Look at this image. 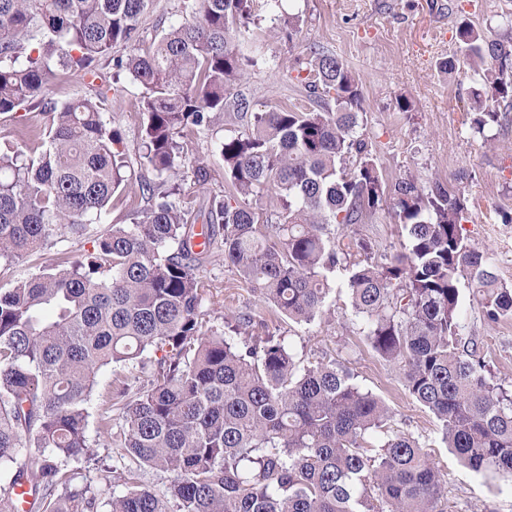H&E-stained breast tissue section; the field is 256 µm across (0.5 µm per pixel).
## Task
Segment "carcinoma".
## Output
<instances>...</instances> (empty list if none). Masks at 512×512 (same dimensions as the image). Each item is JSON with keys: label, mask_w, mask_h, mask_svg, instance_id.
I'll return each instance as SVG.
<instances>
[{"label": "carcinoma", "mask_w": 512, "mask_h": 512, "mask_svg": "<svg viewBox=\"0 0 512 512\" xmlns=\"http://www.w3.org/2000/svg\"><path fill=\"white\" fill-rule=\"evenodd\" d=\"M181 19L145 44L153 0H0V115L25 104L42 122L18 123L19 146L0 148V270L40 254L53 238H83L131 180L128 224L98 233L91 250L62 254L0 288V512H443V475L388 408L334 361L305 364L285 340L250 341L243 313L225 333L211 323L224 266L274 313L310 324L329 311L336 269L373 349L398 366L409 395L437 419L442 442L480 474L512 483V393L492 376L484 345L462 336L460 284L491 321L512 319V286L463 234L467 200L437 183L390 185L356 135L358 82L339 58L314 50L309 93L333 106L283 104L229 128L218 145L223 189L205 207L199 163L181 174L189 137L224 126L231 88L252 62L231 43L257 23L254 0H180ZM277 20L288 40L300 16ZM477 76L482 133L512 103V38L458 28ZM116 60L139 89L141 139L131 159L115 121L91 98L56 101L60 73L94 75ZM274 193L277 221L263 198ZM392 200L406 231L386 263L351 256L363 239L330 236ZM112 367L109 388L98 378ZM97 433L123 461L125 491L102 502L86 469ZM38 448L34 454L22 449ZM168 474L157 492L142 471Z\"/></svg>", "instance_id": "cac0c4a2"}]
</instances>
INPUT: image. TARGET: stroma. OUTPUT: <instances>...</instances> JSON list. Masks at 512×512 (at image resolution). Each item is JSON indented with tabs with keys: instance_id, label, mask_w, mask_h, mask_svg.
<instances>
[{
	"instance_id": "35a3bbf8",
	"label": "stroma",
	"mask_w": 512,
	"mask_h": 512,
	"mask_svg": "<svg viewBox=\"0 0 512 512\" xmlns=\"http://www.w3.org/2000/svg\"><path fill=\"white\" fill-rule=\"evenodd\" d=\"M283 9L299 15L300 31L287 42L264 5H257L259 23L252 36L235 49L251 58L242 81L231 94L247 99L250 112L292 103L308 109L312 103L304 87L300 64L312 50L342 58L355 74L362 92L359 132L368 142L387 182L413 181L427 190L442 182L462 193L469 217L464 225L470 243L489 258L499 280L512 285V111L485 133H475L471 119L474 81L465 71L441 72L440 62L459 58L457 28L472 23L488 38L512 33V0H483L473 11L470 0H284ZM113 69L100 65L97 76L60 75L49 84V97L65 101L103 93V110L122 130L129 148L138 144V88L130 82L112 83ZM410 104L399 111L398 101ZM218 136L205 130L189 146L185 164L209 165L214 175L198 192L207 197L222 187ZM333 235L352 232L369 241L372 259L384 262L398 250L405 232L397 224L391 203H384L368 223L346 228L332 225ZM86 240L55 238L41 256L23 258L10 270L13 278H28L59 253L79 256ZM214 286L208 304L216 327L239 312L256 319L269 314L256 294L225 269L223 259L208 266ZM345 270H337L330 294L331 309L312 324L281 321L278 328L298 357L326 355L354 375L356 382L381 398L394 415L396 429L413 434L431 454L447 482L444 512H512V484L475 473L458 463L441 443L431 412L406 391L398 369L382 359L362 332L341 284ZM462 334L487 347L491 372L498 383L512 388V319L489 322L477 298L462 289Z\"/></svg>"
}]
</instances>
